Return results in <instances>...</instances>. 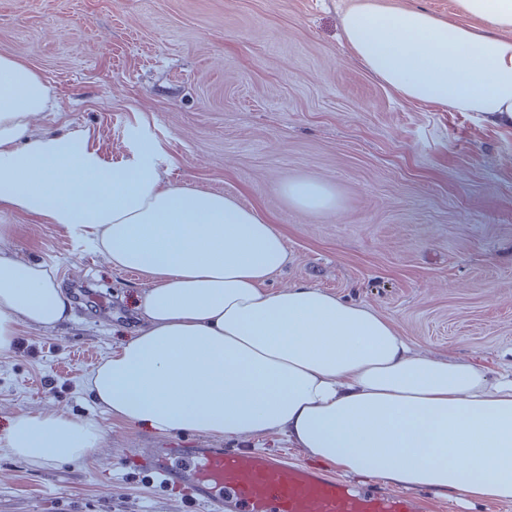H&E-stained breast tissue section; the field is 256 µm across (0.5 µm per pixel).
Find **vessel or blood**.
<instances>
[{
    "label": "vessel or blood",
    "mask_w": 512,
    "mask_h": 512,
    "mask_svg": "<svg viewBox=\"0 0 512 512\" xmlns=\"http://www.w3.org/2000/svg\"><path fill=\"white\" fill-rule=\"evenodd\" d=\"M115 464L134 467L203 512H429L426 493L351 486L282 457L225 448H122Z\"/></svg>",
    "instance_id": "vessel-or-blood-1"
}]
</instances>
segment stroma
Returning <instances> with one entry per match:
<instances>
[{"label": "stroma", "instance_id": "1", "mask_svg": "<svg viewBox=\"0 0 512 512\" xmlns=\"http://www.w3.org/2000/svg\"><path fill=\"white\" fill-rule=\"evenodd\" d=\"M348 0H0V55L40 71L35 135L78 132L105 167L152 163L169 183L233 196L283 234L273 288L308 282L390 320L414 350L512 371V124L403 98L352 55ZM313 179L334 208L282 191ZM5 247L73 299L65 326L19 324L0 350V437L52 408L96 422L79 461L35 465L0 444V512H201L115 449L174 440L103 412L88 380L132 336L144 273L87 239L1 209ZM310 463L278 433L209 437ZM283 192L295 206L311 213L330 209L335 204L333 192L315 180H299L286 184Z\"/></svg>", "mask_w": 512, "mask_h": 512}]
</instances>
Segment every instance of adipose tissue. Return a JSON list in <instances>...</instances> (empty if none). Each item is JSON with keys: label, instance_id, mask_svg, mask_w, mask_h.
Masks as SVG:
<instances>
[{"label": "adipose tissue", "instance_id": "ef3b65f1", "mask_svg": "<svg viewBox=\"0 0 512 512\" xmlns=\"http://www.w3.org/2000/svg\"><path fill=\"white\" fill-rule=\"evenodd\" d=\"M462 26L420 9L352 0L345 40L407 99L512 124V0H457ZM50 90L0 55V208L82 232L113 266L146 272L137 329L89 389L113 416L214 437L288 438L350 476L470 501L512 500V378L414 352L391 321L301 282L269 283L288 259L279 230L220 193L162 180L149 156L105 172L82 136H33ZM295 206L330 209L315 180L286 184ZM72 300L50 270L0 248V349L18 324L58 327ZM92 422L46 409L4 443L27 461L82 459Z\"/></svg>", "mask_w": 512, "mask_h": 512}]
</instances>
